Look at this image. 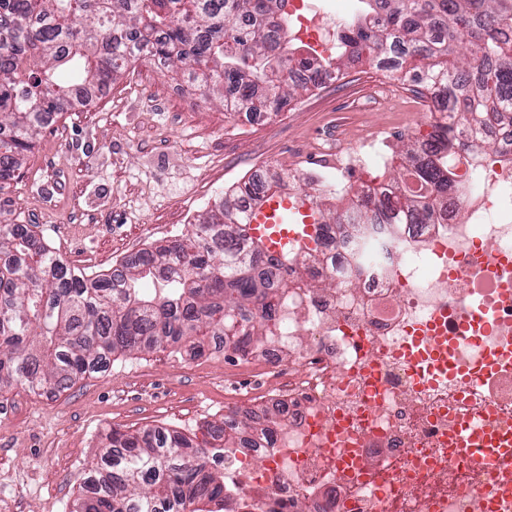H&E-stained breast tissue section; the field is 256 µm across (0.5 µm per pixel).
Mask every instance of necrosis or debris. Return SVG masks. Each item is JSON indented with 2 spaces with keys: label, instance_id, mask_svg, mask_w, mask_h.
<instances>
[{
  "label": "necrosis or debris",
  "instance_id": "1",
  "mask_svg": "<svg viewBox=\"0 0 512 512\" xmlns=\"http://www.w3.org/2000/svg\"><path fill=\"white\" fill-rule=\"evenodd\" d=\"M297 39L331 48L311 0H289ZM503 153L475 152L464 191L432 224L375 225L288 257L292 288L243 366L274 373L228 417L224 512H512V484L461 459L460 422L512 426V116Z\"/></svg>",
  "mask_w": 512,
  "mask_h": 512
}]
</instances>
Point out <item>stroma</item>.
I'll list each match as a JSON object with an SVG mask.
<instances>
[{
  "mask_svg": "<svg viewBox=\"0 0 512 512\" xmlns=\"http://www.w3.org/2000/svg\"><path fill=\"white\" fill-rule=\"evenodd\" d=\"M342 71L250 121L214 95H171L186 70L129 64L110 93L78 101L42 129L21 176L0 188V221L31 226L68 266L99 275L166 243L168 230L189 229L225 185L254 170L269 167L290 182L321 171L327 140L353 149L390 139V163L353 185L397 174L401 139L422 138L429 113L413 103L402 72L353 57ZM272 383L269 374L243 373L232 349L215 352L209 341L195 359L171 345L116 356L106 372L52 394L1 390L0 500L17 502V512H70L110 429L182 434L189 422L235 412L239 390Z\"/></svg>",
  "mask_w": 512,
  "mask_h": 512,
  "instance_id": "35a3bbf8",
  "label": "stroma"
}]
</instances>
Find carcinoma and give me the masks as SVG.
I'll return each mask as SVG.
<instances>
[{
  "label": "carcinoma",
  "mask_w": 512,
  "mask_h": 512,
  "mask_svg": "<svg viewBox=\"0 0 512 512\" xmlns=\"http://www.w3.org/2000/svg\"><path fill=\"white\" fill-rule=\"evenodd\" d=\"M365 13L337 35L341 55H422L416 82L442 99L443 136L404 152L392 177L391 224H428L460 185L463 154L496 152L484 127L512 114V36L500 29L503 0H360ZM287 0H0V185L16 177L43 125L65 112L74 86L107 84L134 56L190 68L202 88L224 86V111H279L288 75L339 79L332 57L282 44ZM282 45L271 55L270 45ZM415 180L413 191L405 178ZM248 212L226 197L186 233L145 250L102 277L70 268L25 224H0V388L18 382L41 395L109 367L116 353L143 352L194 336L241 354L268 339L282 269L246 230ZM371 223L358 203L341 219ZM157 281L149 292L141 281ZM86 473L78 512H206L224 507V477L179 434L111 429Z\"/></svg>",
  "instance_id": "cac0c4a2"
}]
</instances>
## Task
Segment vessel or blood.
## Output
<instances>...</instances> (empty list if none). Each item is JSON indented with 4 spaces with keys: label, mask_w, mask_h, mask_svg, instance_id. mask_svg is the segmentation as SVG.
<instances>
[{
    "label": "vessel or blood",
    "mask_w": 512,
    "mask_h": 512,
    "mask_svg": "<svg viewBox=\"0 0 512 512\" xmlns=\"http://www.w3.org/2000/svg\"><path fill=\"white\" fill-rule=\"evenodd\" d=\"M318 218L317 208L307 195L276 196L251 213L249 228L253 237L279 251L291 243L308 242ZM454 437L457 450L480 456L488 468H497L501 460L512 457V438L492 427L463 424L456 428Z\"/></svg>",
    "instance_id": "obj_1"
}]
</instances>
